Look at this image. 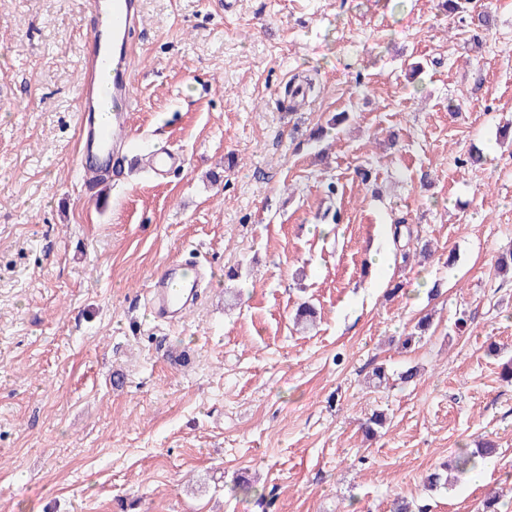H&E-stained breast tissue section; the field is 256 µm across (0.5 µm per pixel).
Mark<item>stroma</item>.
<instances>
[{
	"mask_svg": "<svg viewBox=\"0 0 512 512\" xmlns=\"http://www.w3.org/2000/svg\"><path fill=\"white\" fill-rule=\"evenodd\" d=\"M460 3L144 0L128 134L181 164L102 202L85 0H0V512H512V0ZM191 252L207 297L155 323L153 271ZM496 454V448L493 447L492 444H487L484 448H477V450H472L469 454H463L457 457L454 462L453 470L456 472L457 477L458 474H464L469 470H472L476 466V459H485L492 457Z\"/></svg>",
	"mask_w": 512,
	"mask_h": 512,
	"instance_id": "35a3bbf8",
	"label": "stroma"
}]
</instances>
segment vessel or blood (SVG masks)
<instances>
[{
	"label": "vessel or blood",
	"instance_id": "1",
	"mask_svg": "<svg viewBox=\"0 0 512 512\" xmlns=\"http://www.w3.org/2000/svg\"><path fill=\"white\" fill-rule=\"evenodd\" d=\"M140 17V0H86L78 161L90 193L125 174L121 160L130 144L119 132L131 120L130 34ZM205 280V272L184 273L176 262L162 266L149 283L151 314L161 320L181 319L199 299Z\"/></svg>",
	"mask_w": 512,
	"mask_h": 512
}]
</instances>
